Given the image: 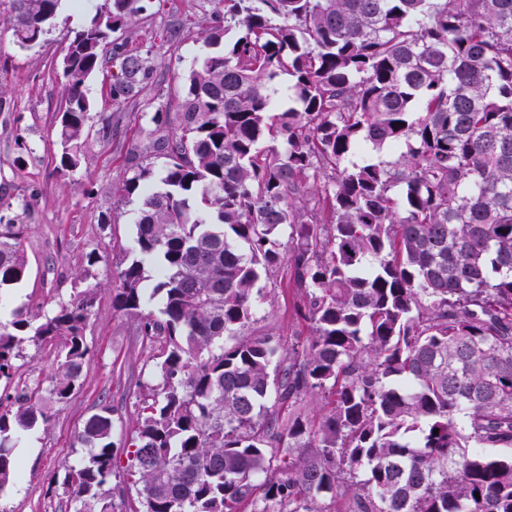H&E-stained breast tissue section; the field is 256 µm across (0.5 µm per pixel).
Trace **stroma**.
Listing matches in <instances>:
<instances>
[{
    "instance_id": "stroma-1",
    "label": "stroma",
    "mask_w": 512,
    "mask_h": 512,
    "mask_svg": "<svg viewBox=\"0 0 512 512\" xmlns=\"http://www.w3.org/2000/svg\"><path fill=\"white\" fill-rule=\"evenodd\" d=\"M100 0H83L74 8L62 0L52 29L36 46L14 42L12 0H0V226L24 225L23 255L28 275L20 284L0 288V318L13 311L44 315L80 290V276L98 288L95 311L85 331L88 348L79 384L66 400L45 398L48 422L29 432L19 450L24 475L0 491V512H67L62 481L68 466L84 450L77 440L86 419L100 403L113 409L117 457H125L126 440L136 424L138 382H145L162 351L139 334V319L115 311L112 297L120 286L118 271L132 256L137 200L117 194L118 184L140 166L161 168L150 150L159 136L177 128L157 116L158 106L176 110L186 88L182 76L200 52L218 0H162L117 30L113 42L128 50H146L154 68L157 104L138 98L113 104L109 94L112 67L86 83L94 115L111 117L118 131L103 140L97 127L84 135L83 159L70 170L60 164L56 115L65 79L62 61L68 34L88 23ZM99 260L89 264V254ZM263 296L244 332L271 334L283 345L305 341L311 325L298 313L302 303L293 269L282 263L262 277ZM63 340L27 342L15 361L11 381H0V396L23 387L48 384L57 367Z\"/></svg>"
}]
</instances>
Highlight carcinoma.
Wrapping results in <instances>:
<instances>
[{"mask_svg": "<svg viewBox=\"0 0 512 512\" xmlns=\"http://www.w3.org/2000/svg\"><path fill=\"white\" fill-rule=\"evenodd\" d=\"M60 4L13 0L15 42L43 38ZM220 4L178 132L152 143L162 171L116 188L138 215L112 307L164 349L127 467L112 407L84 423L63 480L73 512H110L121 470L128 512H325L326 496L344 512H512V0ZM144 11L102 0L73 31L62 166L80 164L92 74L115 63L116 105L150 90L149 53L109 42ZM384 148L394 163L374 160ZM20 237L0 231V288L27 274ZM286 260L312 335L284 349L242 330L261 274ZM96 298L89 285L38 321H0V379L26 341L65 348L49 386L0 413V490L48 420L43 394L74 390ZM318 393L315 422L302 405Z\"/></svg>", "mask_w": 512, "mask_h": 512, "instance_id": "1", "label": "carcinoma"}]
</instances>
